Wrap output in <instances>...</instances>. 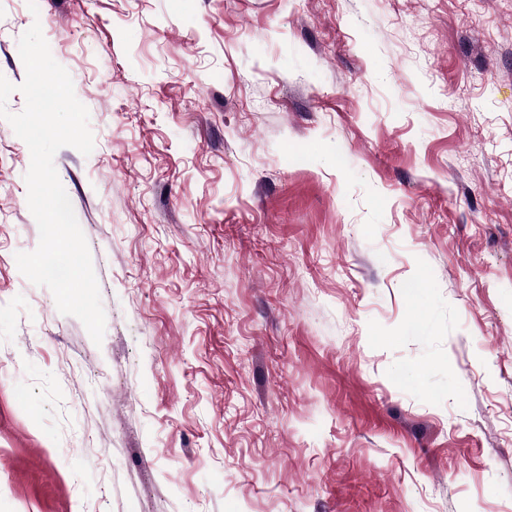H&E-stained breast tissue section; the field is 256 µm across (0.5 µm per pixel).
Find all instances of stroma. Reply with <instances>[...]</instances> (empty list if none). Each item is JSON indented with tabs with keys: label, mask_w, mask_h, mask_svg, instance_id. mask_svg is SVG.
<instances>
[{
	"label": "stroma",
	"mask_w": 512,
	"mask_h": 512,
	"mask_svg": "<svg viewBox=\"0 0 512 512\" xmlns=\"http://www.w3.org/2000/svg\"><path fill=\"white\" fill-rule=\"evenodd\" d=\"M37 6L106 325L0 119V512H512V0Z\"/></svg>",
	"instance_id": "35a3bbf8"
}]
</instances>
